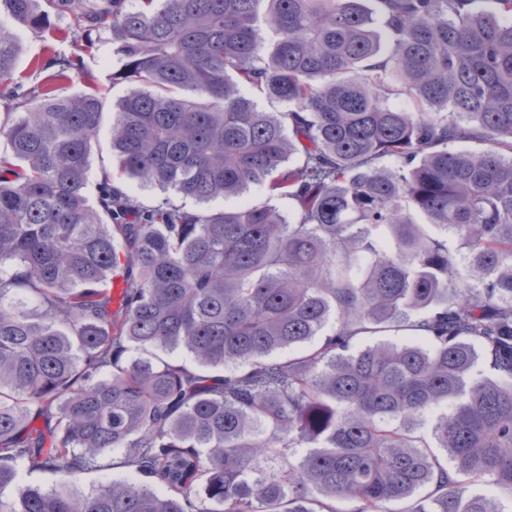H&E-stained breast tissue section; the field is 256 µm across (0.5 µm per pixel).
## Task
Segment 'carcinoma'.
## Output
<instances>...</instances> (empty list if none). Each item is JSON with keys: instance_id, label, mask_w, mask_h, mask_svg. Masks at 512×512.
I'll return each instance as SVG.
<instances>
[{"instance_id": "carcinoma-1", "label": "carcinoma", "mask_w": 512, "mask_h": 512, "mask_svg": "<svg viewBox=\"0 0 512 512\" xmlns=\"http://www.w3.org/2000/svg\"><path fill=\"white\" fill-rule=\"evenodd\" d=\"M377 2L387 56L361 0H0V98L24 108L0 122V487L21 462L62 479L0 512H387L421 491L413 512H498L480 483L512 500V0ZM19 27L107 35L132 84L122 174L201 203L262 186L293 211L145 208L108 176L88 206L104 97L57 94L80 70L61 52L23 89ZM388 77L417 111L385 103ZM388 331L409 340L356 347ZM478 355L494 377H471ZM450 399L443 461L413 433ZM114 451L149 482L70 490Z\"/></svg>"}]
</instances>
